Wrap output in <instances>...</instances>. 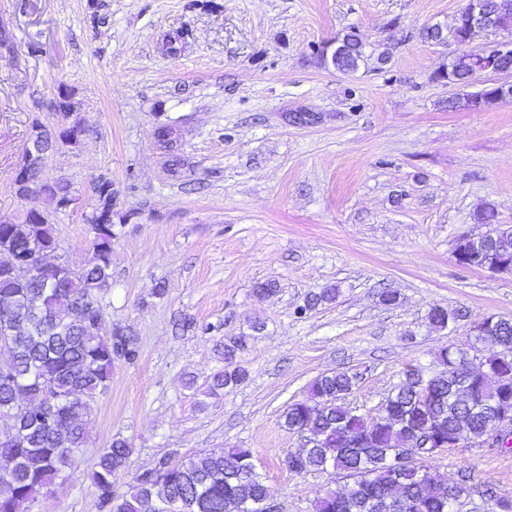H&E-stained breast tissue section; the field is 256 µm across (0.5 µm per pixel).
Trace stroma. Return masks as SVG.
Returning a JSON list of instances; mask_svg holds the SVG:
<instances>
[{
  "instance_id": "obj_1",
  "label": "stroma",
  "mask_w": 512,
  "mask_h": 512,
  "mask_svg": "<svg viewBox=\"0 0 512 512\" xmlns=\"http://www.w3.org/2000/svg\"><path fill=\"white\" fill-rule=\"evenodd\" d=\"M465 4L0 0V219L47 214L56 260L80 267L92 257L94 185L112 183L102 297L139 355L115 360L83 457L127 439L131 474L118 491L167 454L248 448L278 512H313L343 478L289 472L298 440L282 414L316 377L355 373L348 401L373 414L406 369L430 367L447 345L470 348L476 321L512 320V275L455 259L462 237L486 232L484 209L512 225V103L449 110L436 75L460 48L422 37ZM351 27L366 61L345 75L315 50H333ZM62 96L82 133L43 160L45 179L73 197L60 210L41 193L20 197L15 178L32 122L60 128ZM163 127L184 160L176 174L157 143ZM266 282L274 294L257 295ZM326 288L334 301L297 314ZM387 288L395 305L379 301ZM434 305L467 317L435 332ZM241 336L245 382L211 395L225 346ZM430 467L451 484L470 474L463 512H491L484 487L512 495V452L460 448ZM34 512H99L86 468Z\"/></svg>"
}]
</instances>
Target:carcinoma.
I'll return each instance as SVG.
<instances>
[{
  "label": "carcinoma",
  "instance_id": "1",
  "mask_svg": "<svg viewBox=\"0 0 512 512\" xmlns=\"http://www.w3.org/2000/svg\"><path fill=\"white\" fill-rule=\"evenodd\" d=\"M492 20L512 28V0H487ZM459 42L480 32L458 14L452 26ZM363 42L351 29L337 40L330 61L341 73L358 70ZM476 60L461 57L452 73L468 86ZM60 139L44 125L32 123L23 157L43 155ZM98 204L87 216L94 230L92 259L79 269L53 265L58 249L54 225L31 208L21 222L0 220V253L29 261L28 275L14 276L0 268V336L12 345L0 349V414L12 420L0 439V512H32L41 497L65 483L89 441L88 417L96 399L112 384L114 359L138 356L137 337L106 320L98 289L112 284V184L95 185ZM456 262L493 274L512 275V226L499 224L486 234L461 238ZM465 317L458 309L433 306L429 324L452 330ZM471 351L446 346L436 355V368L412 366L393 386L380 417L366 422L360 409L347 402L356 375L335 371L317 377L310 396L288 405L284 426L312 438L309 448L288 450V470L296 476L333 471L352 480L328 490L313 512H452L448 488L468 497L467 479L452 485L438 479L425 461L462 442L482 443L498 414L512 410V320L486 316L473 326ZM238 341L224 347V370L210 389L233 388L247 371L233 365ZM415 455L398 465V452ZM127 439L116 437L102 449L89 476L98 492L100 512H266L268 489L255 470L248 448H218L173 461L160 458L134 477L125 493L116 481L130 467ZM492 512H512V496L488 487Z\"/></svg>",
  "mask_w": 512,
  "mask_h": 512
}]
</instances>
